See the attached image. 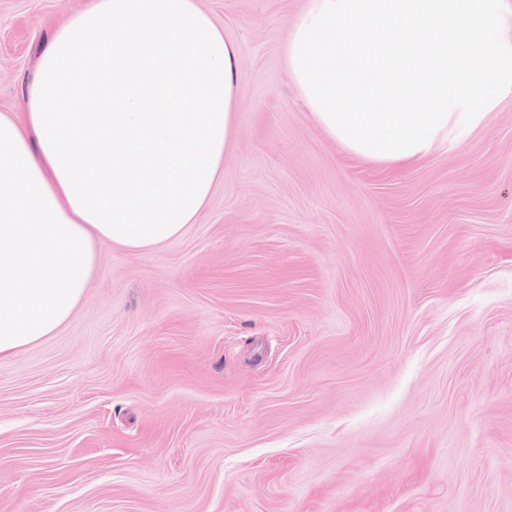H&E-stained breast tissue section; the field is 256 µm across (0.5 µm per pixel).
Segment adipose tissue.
Returning a JSON list of instances; mask_svg holds the SVG:
<instances>
[{
	"label": "adipose tissue",
	"mask_w": 512,
	"mask_h": 512,
	"mask_svg": "<svg viewBox=\"0 0 512 512\" xmlns=\"http://www.w3.org/2000/svg\"><path fill=\"white\" fill-rule=\"evenodd\" d=\"M237 50L195 0H90L0 113V359L73 315L97 248L178 239L237 131Z\"/></svg>",
	"instance_id": "1"
}]
</instances>
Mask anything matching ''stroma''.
<instances>
[{
	"mask_svg": "<svg viewBox=\"0 0 512 512\" xmlns=\"http://www.w3.org/2000/svg\"><path fill=\"white\" fill-rule=\"evenodd\" d=\"M85 2L0 0V113ZM196 2L238 54L224 175L0 360V512H512V92L370 164L288 72L305 0Z\"/></svg>",
	"mask_w": 512,
	"mask_h": 512,
	"instance_id": "obj_1",
	"label": "stroma"
}]
</instances>
